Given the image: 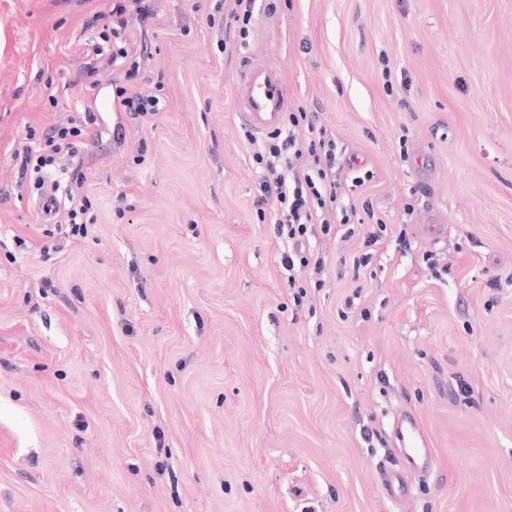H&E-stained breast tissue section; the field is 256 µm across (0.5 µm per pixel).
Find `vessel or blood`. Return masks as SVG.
<instances>
[{"mask_svg": "<svg viewBox=\"0 0 512 512\" xmlns=\"http://www.w3.org/2000/svg\"><path fill=\"white\" fill-rule=\"evenodd\" d=\"M234 96L239 116L253 131L263 134L275 130L288 108L289 94L280 72L274 67L245 66L237 76ZM42 220H51L57 209V196L52 184H44L35 201ZM396 434L399 445L391 465L378 469L383 494L392 500L409 491L410 474L419 460L429 458L430 450L419 421L412 415L401 416Z\"/></svg>", "mask_w": 512, "mask_h": 512, "instance_id": "obj_1", "label": "vessel or blood"}]
</instances>
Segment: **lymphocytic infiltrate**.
<instances>
[{"label":"lymphocytic infiltrate","instance_id":"f902f5d3","mask_svg":"<svg viewBox=\"0 0 512 512\" xmlns=\"http://www.w3.org/2000/svg\"><path fill=\"white\" fill-rule=\"evenodd\" d=\"M125 11V6L118 4L111 12L98 14L103 27L99 33L101 42L94 45L93 54L104 67L117 66L133 53L134 45L128 41L112 50L107 47L111 40L121 39L128 28ZM94 120L89 112L80 119L69 118L43 141L23 146L14 154L19 173H41L62 155L76 160L83 127ZM340 154L335 136L325 127L309 122L303 112L289 113L287 131L270 133L253 154L264 170L261 199L272 202L270 220L276 233L292 245L282 256L289 285H296L298 276L309 266L321 264L303 248L312 234L332 237L340 227L355 221L357 207L345 200Z\"/></svg>","mask_w":512,"mask_h":512}]
</instances>
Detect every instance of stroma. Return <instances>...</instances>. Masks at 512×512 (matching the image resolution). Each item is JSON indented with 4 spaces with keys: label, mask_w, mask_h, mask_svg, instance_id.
<instances>
[{
    "label": "stroma",
    "mask_w": 512,
    "mask_h": 512,
    "mask_svg": "<svg viewBox=\"0 0 512 512\" xmlns=\"http://www.w3.org/2000/svg\"><path fill=\"white\" fill-rule=\"evenodd\" d=\"M115 2L0 0V512H512V0H257L244 46L224 0H145L85 79ZM246 63L372 172L361 271L366 223L289 287ZM144 85L164 110H119ZM84 108L75 235L11 156ZM403 410L434 466L392 501ZM126 11V6L123 4H117L112 8L111 13L106 11H100L98 13V19L103 21L102 30L99 33V38L105 42H112V38L119 39L121 38L122 46L114 49V45H112V50H105L104 46L101 44H95L93 46V54L96 56V59L93 65L101 64L104 67L112 68V66H117L119 62L122 60L129 58L134 49V44L127 40V28H128V20L123 17ZM112 16V23H114V16L116 17L117 25L119 26V30L114 27H110V17ZM122 35V36H121ZM35 208L43 221L51 220L57 209V196L53 183H45L35 201Z\"/></svg>",
    "instance_id": "obj_1"
}]
</instances>
